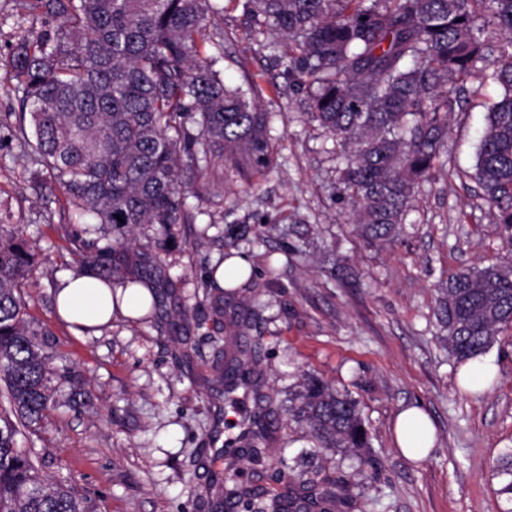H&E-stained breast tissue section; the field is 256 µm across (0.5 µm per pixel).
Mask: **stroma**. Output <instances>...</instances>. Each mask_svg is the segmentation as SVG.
<instances>
[{"mask_svg": "<svg viewBox=\"0 0 512 512\" xmlns=\"http://www.w3.org/2000/svg\"><path fill=\"white\" fill-rule=\"evenodd\" d=\"M220 4V67L226 83L261 88L274 114L273 165L248 181L212 176L207 193L188 194L194 220L171 227L161 257L143 248L159 226L134 228L126 261L158 295L148 321L119 316L78 336L57 315L52 292L75 270L85 227L12 131L0 128V213L35 255L22 288L26 318L53 334L61 397L70 394V371L90 397L19 434L18 447L43 478L70 487L85 512H208L220 492L212 480L225 468L224 423L241 422L258 404L247 396L240 410L225 408L218 371L229 342L253 361L260 404L272 410L265 465L246 456L237 463L243 486L273 496L303 470L344 487L336 512H499L505 502L492 468L512 451V326L486 354L497 374L481 393L461 388L433 328L441 280L512 261L470 176L497 87L480 84L452 115L446 170L419 184L401 234L370 246L336 201V144L283 77L280 48L265 47L237 0ZM230 225L245 235L238 252L254 267L234 295L205 280L229 250ZM306 371L357 401L372 434L364 454L314 453L285 408ZM411 406L436 429L419 460L403 457L394 439L398 413ZM281 457L289 468L278 479Z\"/></svg>", "mask_w": 512, "mask_h": 512, "instance_id": "35a3bbf8", "label": "stroma"}]
</instances>
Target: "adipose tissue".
<instances>
[{
  "label": "adipose tissue",
  "mask_w": 512,
  "mask_h": 512,
  "mask_svg": "<svg viewBox=\"0 0 512 512\" xmlns=\"http://www.w3.org/2000/svg\"><path fill=\"white\" fill-rule=\"evenodd\" d=\"M149 294L146 288L124 280L105 281L88 273H72L64 277L54 293L58 316L80 332H98L112 321L114 313L127 318L140 314ZM395 444L410 458H421L431 448L435 430L420 409L410 407L397 417Z\"/></svg>",
  "instance_id": "1"
}]
</instances>
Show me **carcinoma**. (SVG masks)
<instances>
[{
    "label": "carcinoma",
    "mask_w": 512,
    "mask_h": 512,
    "mask_svg": "<svg viewBox=\"0 0 512 512\" xmlns=\"http://www.w3.org/2000/svg\"><path fill=\"white\" fill-rule=\"evenodd\" d=\"M214 0H26L58 22L31 31L0 69L22 92L20 111L0 113L31 161L42 166L81 215L99 224L106 246L81 253L80 269L111 279L126 268L124 229L189 224L185 193L207 189L212 173L241 178L272 165V113L256 85L230 86L217 68L224 29L211 24ZM254 32L288 43L281 56L288 83L305 91L307 114L336 140L337 198L368 244L402 231L415 186L448 164L451 115L482 77L500 88L487 106L471 178L512 246V0H242ZM504 44L492 62L489 34ZM217 54L201 51L200 38ZM17 233L0 235V379L9 414L0 415V512H83L61 482L42 478L19 428L40 425L60 406L46 351L49 332L23 318L21 280L33 264ZM435 318L456 362L484 354L512 326V264L474 266L437 288ZM224 394L258 393L252 371L230 349ZM289 414L308 428L314 447L356 452L372 447L358 405L306 373ZM267 410L248 417L251 446L233 439L227 469L248 455L264 464ZM497 494L512 503V452L494 467ZM300 491L253 499L224 486L218 508L243 512H331L336 485L298 476Z\"/></svg>",
    "instance_id": "obj_1"
}]
</instances>
